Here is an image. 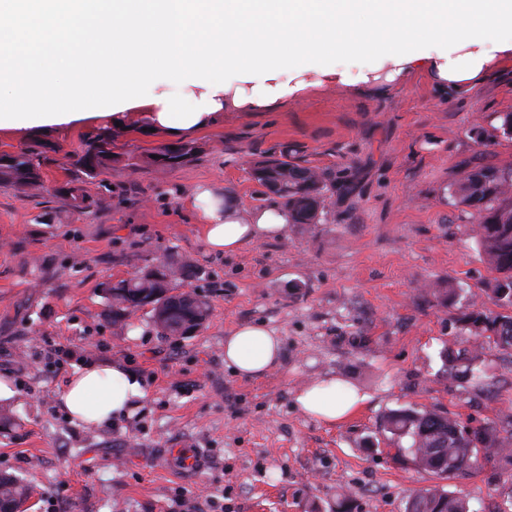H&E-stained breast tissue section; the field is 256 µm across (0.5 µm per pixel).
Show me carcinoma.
Segmentation results:
<instances>
[{
  "label": "carcinoma",
  "mask_w": 512,
  "mask_h": 512,
  "mask_svg": "<svg viewBox=\"0 0 512 512\" xmlns=\"http://www.w3.org/2000/svg\"><path fill=\"white\" fill-rule=\"evenodd\" d=\"M197 147L179 142L156 152L151 162L169 158L176 168L193 162ZM112 138L98 135L87 139L76 165L82 175L108 182L112 164ZM251 177L262 187L278 184L271 191L288 207L291 224H316L321 221L327 193L336 191L324 173L288 160L284 153L278 158L259 161L251 168ZM41 180L40 165L35 152L26 148L18 154H0V186L32 187ZM452 195L458 203L482 215L478 224L479 244L495 273L488 282L498 305L512 306V223L500 224L503 214L512 215V168L473 167L461 173L452 184ZM170 277L137 275L118 281L107 289L112 308V322L122 321L136 312L140 301L151 300L152 320L159 333L166 337H185L192 329L206 324L210 307L194 291L184 293L180 284L190 277L191 269L167 264ZM463 326L476 337L479 346L512 350V316L490 317L479 309H466L460 318ZM444 370L461 376L478 388L485 387L486 372L477 354L442 352ZM510 428L480 425L470 431L457 430L459 421L439 410L401 408L390 410L381 418L380 427L390 434L396 447V460L401 464L421 466L443 479L461 477L483 462L496 461L512 466V416ZM33 493V487L13 474L0 472V512H21ZM405 512H470L468 501L443 488L417 492L407 502Z\"/></svg>",
  "instance_id": "cac0c4a2"
}]
</instances>
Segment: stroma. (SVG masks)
Returning a JSON list of instances; mask_svg holds the SVG:
<instances>
[{"mask_svg":"<svg viewBox=\"0 0 512 512\" xmlns=\"http://www.w3.org/2000/svg\"><path fill=\"white\" fill-rule=\"evenodd\" d=\"M506 112L512 58L458 90L423 68L358 91L328 82L181 135L132 115L102 128L120 157L106 186L74 165L84 127L0 130V153L34 145L42 160L40 185L0 188V379L10 389L0 406L17 417L0 429V471L32 483L29 512H404L435 486L494 512L511 472L488 463L443 480L402 465L379 423L409 406L474 427L512 415V351L481 350L485 391L450 378L440 358L474 342L462 309L500 311L479 217L451 185L475 166L512 167V140L485 143ZM180 141L195 143V161L151 163ZM283 150L335 183L320 223L211 253L196 189L245 213L268 207L250 169ZM70 181L87 213L61 193ZM159 262L189 266L185 289L210 304L195 335L159 336L143 309L112 321L106 287ZM447 286L455 304L435 294ZM246 323L282 343L281 365L252 378L224 364L225 336ZM57 348L68 352L60 367L47 357ZM112 359L143 378L146 398L104 428L70 421L58 389L82 364ZM328 377L369 396L336 425L296 404L303 386ZM175 448L202 455L204 468Z\"/></svg>","mask_w":512,"mask_h":512,"instance_id":"35a3bbf8","label":"stroma"}]
</instances>
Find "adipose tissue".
<instances>
[{
  "label": "adipose tissue",
  "instance_id": "obj_1",
  "mask_svg": "<svg viewBox=\"0 0 512 512\" xmlns=\"http://www.w3.org/2000/svg\"><path fill=\"white\" fill-rule=\"evenodd\" d=\"M373 54L372 71L419 67L458 86L512 56V0H0V94L12 106L0 129L92 125L145 112L181 133L228 107L269 109L323 81L362 85L370 71L303 66L316 54ZM206 244L217 254L280 235V206L248 215L195 197ZM281 340L259 324L224 339V364L256 377L280 364ZM329 378L300 390L299 408L327 423L365 397ZM146 391L119 361L88 362L58 390L68 417L100 428L129 415Z\"/></svg>",
  "mask_w": 512,
  "mask_h": 512
}]
</instances>
